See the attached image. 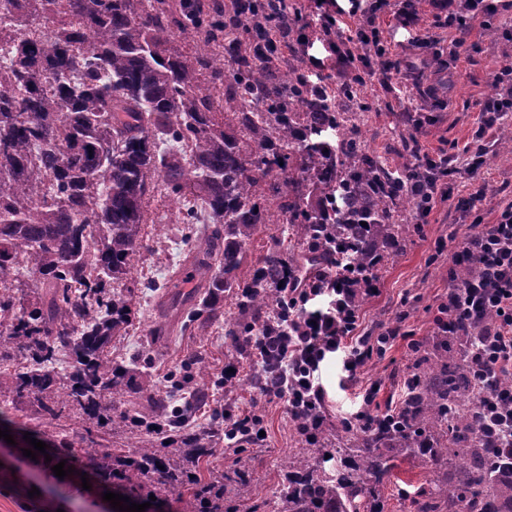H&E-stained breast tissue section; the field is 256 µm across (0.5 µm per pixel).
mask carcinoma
<instances>
[{
  "instance_id": "obj_1",
  "label": "carcinoma",
  "mask_w": 512,
  "mask_h": 512,
  "mask_svg": "<svg viewBox=\"0 0 512 512\" xmlns=\"http://www.w3.org/2000/svg\"><path fill=\"white\" fill-rule=\"evenodd\" d=\"M0 13V45L10 64L0 67V320L10 321L0 341V392L27 398L47 426L81 424L99 434L81 456L66 440L59 455L77 458L99 483L115 482L136 497L176 494V512H239L257 499L248 449L222 475H201L220 454L215 434L184 431L182 410L156 400L158 414L122 409L124 398L154 391L153 376L112 358L114 338L132 322L133 258L142 242L144 202L159 177L175 197L192 190L216 221L206 240L178 265L167 310L192 318L222 316L224 294L244 309L273 314L282 253L268 254L241 281V247L263 224L285 217L288 240L308 239L321 227V207L301 199L280 204L282 216L257 204L276 170L343 188L348 224L335 225V240L349 242V260L362 272L378 261V245L407 225L395 222L410 199L379 193L386 170L346 132L352 113L336 117L343 130L341 159L302 135L310 126L306 77L268 58L241 56L226 23L205 14L201 3L156 0H7ZM72 22L50 47L19 31L32 12ZM92 36L84 55L73 44ZM177 39L192 42L172 52ZM224 80V110L237 114L242 137L224 132L213 112L202 71ZM194 148L185 157L183 141ZM49 180L55 194H34ZM37 276L41 292L30 299L24 276ZM475 336H437L434 359L413 365L417 384L400 414L375 430L344 420L336 434L354 440L329 448L326 438L303 442L288 456L279 491L285 512H384L378 486L408 456L427 469L412 512H512V465L496 457L473 420L476 381L466 358ZM72 360L57 370L55 356ZM197 400L207 398L209 372L197 367L175 382ZM121 429L136 439L125 453L101 443ZM167 443L161 452L155 436ZM336 459V470L322 464Z\"/></svg>"
}]
</instances>
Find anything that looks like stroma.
Listing matches in <instances>:
<instances>
[{
    "mask_svg": "<svg viewBox=\"0 0 512 512\" xmlns=\"http://www.w3.org/2000/svg\"><path fill=\"white\" fill-rule=\"evenodd\" d=\"M468 39L479 44V53L474 59L462 58L449 64L448 106L434 112L432 120L421 129H414L403 117L404 112L418 105L408 88L401 85L389 91L375 77L361 86L359 98L368 108L355 111L354 123L362 148L394 174H403L412 163L404 149L409 136H417L425 151L432 154L444 148L450 154L461 155L469 141L481 105L493 90L490 76L512 58V42L478 26L469 31ZM480 178L491 188L480 205L484 222L490 224L497 215L498 189L512 192V159L503 157L486 164ZM476 181L465 174L458 176L448 200L438 204L422 231H411L403 240L385 245L382 251L383 258L377 266L379 291L362 300L361 321L377 334L396 312L404 310L408 313L403 324L407 336L388 345L384 355L373 356L363 370V384L378 388L373 412L399 405L403 373L412 367L417 350L431 347V338L437 332V307L448 295L452 238L472 231L470 225L457 223L456 205L474 191ZM209 220V215L203 213L198 223L189 224L180 214L162 236L145 237L133 262L132 324L127 335L112 344L113 356L136 363L155 376L161 383V398L170 401L180 399L181 393L172 387L169 375L182 372L185 366L199 360L204 361L209 372H218L234 357L225 346L228 328L254 322L253 313L239 309L231 296L225 297L224 317L217 321L174 319L164 312V286L191 245L203 241ZM321 376L328 392L324 409L327 424H335L360 409L362 396L359 389L343 383L339 356H331L323 363ZM260 410L267 437L250 449V472L264 502L260 512H281L283 505L274 491L285 480L288 453L300 447L301 436L285 402L264 404ZM60 506L65 512H114L104 501L101 489H83L80 475L72 473L67 479H59L51 464L18 455L11 445L1 446L0 512H56Z\"/></svg>",
    "mask_w": 512,
    "mask_h": 512,
    "instance_id": "stroma-1",
    "label": "stroma"
}]
</instances>
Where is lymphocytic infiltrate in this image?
<instances>
[{
    "instance_id": "obj_1",
    "label": "lymphocytic infiltrate",
    "mask_w": 512,
    "mask_h": 512,
    "mask_svg": "<svg viewBox=\"0 0 512 512\" xmlns=\"http://www.w3.org/2000/svg\"><path fill=\"white\" fill-rule=\"evenodd\" d=\"M430 21H423L418 0H370L362 20L354 30H337L335 16L324 15L320 31L326 37L344 71L339 78H325L313 86V97L322 109H336L338 90L354 88L349 75L353 67L378 71L387 87L411 81L423 105L442 104L448 90L443 77L428 76L429 64L447 68L449 61L468 55L471 46L465 31L468 23L490 27L498 13L494 0H428ZM267 13L280 27L263 44L267 55L278 52L301 58L309 43L307 26L299 9L288 0H266ZM393 14L401 28L413 32L412 55L391 57L387 41L377 24L380 15ZM456 29L460 35L450 45H442L438 31ZM512 122V95L500 93L481 106L474 130L476 140L465 146L469 172H477L492 148L490 131ZM413 164L398 184L413 201L417 223H426L437 201L448 197V178L455 167L448 154L430 156L418 140L408 141ZM485 198L484 189L471 195L463 207L464 220L479 225L477 233L458 240L448 258V300L437 309L435 322L440 335L478 332L482 345L468 351L467 358L480 375L482 385L475 402L482 431L497 436L503 453L512 455V388L494 386L497 376L512 371V200L500 205L495 223H483L477 202ZM376 277L355 272L342 259L341 252H330L309 275L286 265L277 290L279 304L273 318L260 325L257 333L244 337V352L251 363L270 367L269 377L259 378L254 386L257 400L287 403L288 412L304 436L322 427L327 390L320 377V366L331 354H341L346 382L360 379L365 364L382 354L390 341L403 334V316H396L385 332L371 336L359 333L360 302L378 293ZM326 295L327 308H310V301ZM496 312L488 320V312ZM230 447L240 443H260L263 419L256 410L225 409L214 414Z\"/></svg>"
}]
</instances>
